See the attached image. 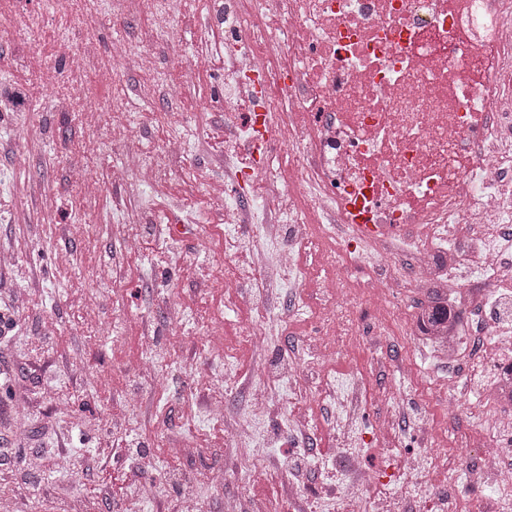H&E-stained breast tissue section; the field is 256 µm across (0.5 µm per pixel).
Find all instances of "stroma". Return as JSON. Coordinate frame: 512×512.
I'll return each mask as SVG.
<instances>
[{"mask_svg": "<svg viewBox=\"0 0 512 512\" xmlns=\"http://www.w3.org/2000/svg\"><path fill=\"white\" fill-rule=\"evenodd\" d=\"M14 36L0 44V91L13 92L0 105V249L11 252L0 264V309H10L17 327L0 341V480L20 512H175L194 492L200 512H224L234 500L239 512L262 505L273 512H332L322 495L325 478L343 475L348 462L336 449L331 425L314 410L324 381L345 386L353 375L369 379L363 431L364 458L383 467L401 457L427 451L454 457L461 495L471 512H481L492 495L491 480L479 472L477 458L487 452L472 419L473 407L448 383V375L416 337L398 341L355 336L330 356L317 353L316 326L321 309L310 303L294 311L297 297L312 295L313 283L330 267L337 241L321 256L305 244L295 247L304 268L303 288L284 290L272 305L270 343L254 354L242 334L255 315L251 284L241 281L237 301L222 298L225 276L251 265L250 255L224 246L212 193L224 181L217 153L189 151L166 161V177L137 194L112 179L128 146L117 126H140L141 153L155 158L177 133L211 139L224 130V109L216 100L224 88L218 67L197 69L196 50L212 37L207 0H177L172 36L185 44L181 58L164 55L145 9L113 17L112 0H72L68 15L54 0H7ZM132 45L123 61L112 59V42ZM87 49L91 62L71 74L69 50ZM152 51L157 80L143 88L142 51ZM176 102L165 84L189 68ZM62 80L45 88L51 70ZM175 112L179 121L164 122ZM39 137L28 143L22 128ZM137 224L140 245L125 251L120 225ZM137 270H129V263ZM37 299H30V292ZM154 357L159 372H139L135 361ZM294 358L312 363L314 372L292 384L283 366ZM430 375L434 387L410 379L408 366ZM210 375L224 396V424L246 419L248 386L270 384L260 446L247 450L252 478L224 463V450L201 445L213 418L200 410L206 399L196 381ZM403 401L407 424L380 428L381 389ZM312 419L310 441L297 440L289 424L295 416ZM446 433L423 447L424 425ZM188 446L184 457L173 444ZM67 456L60 471L56 459ZM143 467L139 480L123 491L88 497V489L114 469ZM303 472L305 486L295 500L283 495L290 472Z\"/></svg>", "mask_w": 512, "mask_h": 512, "instance_id": "1", "label": "stroma"}]
</instances>
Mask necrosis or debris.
Here are the masks:
<instances>
[{"label": "necrosis or debris", "instance_id": "obj_1", "mask_svg": "<svg viewBox=\"0 0 512 512\" xmlns=\"http://www.w3.org/2000/svg\"><path fill=\"white\" fill-rule=\"evenodd\" d=\"M212 24L224 60V143L249 162L224 160L231 189L220 215L253 237L284 227L272 257L289 287L302 281L289 243L313 224L351 223L354 210L383 225L359 242L377 255L364 286L374 303L395 282L421 284L459 266L466 234L487 222L512 240V0H224ZM271 127L272 166L251 154L256 123ZM262 192H255L256 182ZM434 238L446 248L431 247ZM484 292L467 291V336L447 358L449 376L466 373L495 446L478 467L493 477L496 512H512V334L479 315L483 294L512 287V262L495 246L483 253ZM350 281L340 265L321 280L325 336L353 335ZM336 448L351 463L331 486L336 512H419L421 485L407 495L356 498L377 483L362 458L359 380L325 390Z\"/></svg>", "mask_w": 512, "mask_h": 512}]
</instances>
